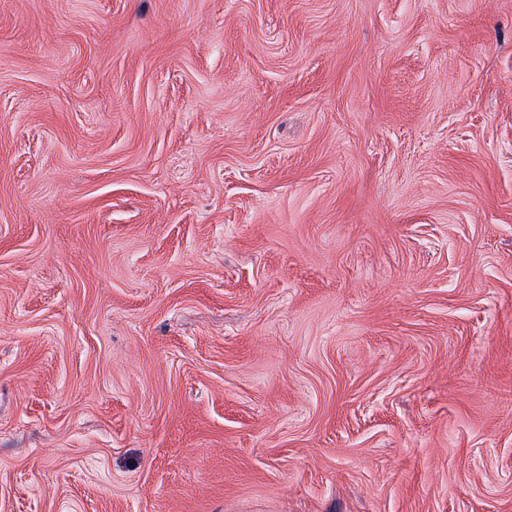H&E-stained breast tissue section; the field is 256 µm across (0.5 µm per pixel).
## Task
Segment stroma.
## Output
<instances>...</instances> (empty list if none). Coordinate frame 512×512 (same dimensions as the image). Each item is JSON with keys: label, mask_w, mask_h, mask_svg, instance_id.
<instances>
[{"label": "stroma", "mask_w": 512, "mask_h": 512, "mask_svg": "<svg viewBox=\"0 0 512 512\" xmlns=\"http://www.w3.org/2000/svg\"><path fill=\"white\" fill-rule=\"evenodd\" d=\"M0 512H512V0H0Z\"/></svg>", "instance_id": "obj_1"}]
</instances>
